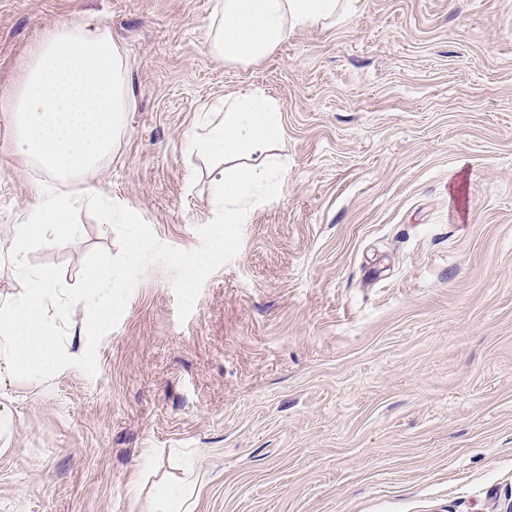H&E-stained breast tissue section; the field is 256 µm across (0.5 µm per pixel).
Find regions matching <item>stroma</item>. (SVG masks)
<instances>
[{
	"instance_id": "stroma-1",
	"label": "stroma",
	"mask_w": 512,
	"mask_h": 512,
	"mask_svg": "<svg viewBox=\"0 0 512 512\" xmlns=\"http://www.w3.org/2000/svg\"><path fill=\"white\" fill-rule=\"evenodd\" d=\"M214 4L0 0V89L94 12L136 92L99 184L135 224L85 209L80 236L26 252L71 291L70 360L0 381V512H149L188 473L191 512H506L512 0H360L248 68L208 54ZM244 89L281 108L288 178L214 254L183 134ZM30 181L0 139V296ZM92 261L125 285L84 351Z\"/></svg>"
}]
</instances>
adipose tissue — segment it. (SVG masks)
Returning <instances> with one entry per match:
<instances>
[{
  "label": "adipose tissue",
  "instance_id": "ef3b65f1",
  "mask_svg": "<svg viewBox=\"0 0 512 512\" xmlns=\"http://www.w3.org/2000/svg\"><path fill=\"white\" fill-rule=\"evenodd\" d=\"M358 2L216 0L207 49L218 61L247 67L274 53L296 29L332 26L351 16ZM133 103L124 48L91 20L44 34L28 53L22 78L0 92L5 141L33 173L35 199L9 240L22 287L0 300V375L37 378L63 361L57 335L59 324L71 320L66 291L55 268L27 270L25 254L35 242L77 237L75 213L86 203L107 205L113 223H129L98 182L127 133ZM283 135L278 103L254 90L226 96L186 133L185 150L205 164L218 208L211 251L226 248L234 225L246 223L250 210L284 185L288 159L278 152ZM122 285L111 266H87L82 288L99 302L76 332L80 346H88L111 318L110 294Z\"/></svg>",
  "mask_w": 512,
  "mask_h": 512
}]
</instances>
